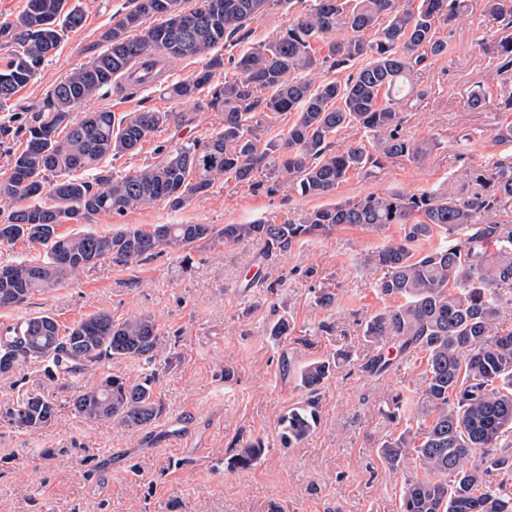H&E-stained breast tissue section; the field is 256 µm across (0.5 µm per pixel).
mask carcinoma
Returning a JSON list of instances; mask_svg holds the SVG:
<instances>
[{
  "mask_svg": "<svg viewBox=\"0 0 512 512\" xmlns=\"http://www.w3.org/2000/svg\"><path fill=\"white\" fill-rule=\"evenodd\" d=\"M128 0L125 12L99 36L100 51L73 69L47 93L35 119L24 127L25 147L13 156L0 178V198L18 205L0 216V248L19 240L43 249L36 262H0V308L25 305L38 292L62 285L101 260L135 270L154 256L254 240L263 248L260 265L272 254L294 248L339 228L381 233L391 224L403 235L367 254L363 264L381 272L376 288L400 304L372 316L364 336L372 353L363 365L371 376L390 370L386 346L399 354L422 352L426 387L418 398L416 426L380 448L389 469L413 461L420 473L407 479L400 512H512L505 484L486 476L512 474V453L499 451L512 432V331L492 332L502 316V289L512 288V221L502 218L512 202V161L498 160L490 175L467 171L482 187L461 197L420 193H369L329 203L281 224H153L125 227L109 234L82 230L56 233L66 222L79 223L101 213L123 215L133 204L165 201L178 209L210 192L214 176L248 183L259 167L277 170L300 195L324 198L351 172L371 173L383 160L411 157L417 148L402 134L403 107L409 102L414 70L448 50L437 24L460 16L465 0H311L275 38L231 58L238 77L224 83L211 106L224 112V130L204 141L192 138L156 149L155 160L123 175L102 161L132 154L152 132L186 124L178 112L143 111L115 119L114 112H73L85 101L113 89L119 94L158 82L170 62L206 59L195 75L164 87L167 97L187 101L199 96L224 59L212 54L274 0ZM487 10L512 28V0H486ZM84 14L73 0H27L14 19L0 24L11 51L0 67V106L35 78L62 35L82 27ZM325 42L327 55L313 47ZM498 71L512 69V34L499 39ZM354 66L343 82L317 80L325 66ZM292 112L287 132L264 144L260 125L249 123L258 108ZM358 126L372 134L370 145L342 151L332 139ZM82 175H77V172ZM490 219L478 224L475 214ZM435 237L428 250L420 244ZM159 341L154 317L139 314L113 319L100 310L61 328L49 314L30 316L0 331V376L7 378L28 361L47 363L51 381L72 379L104 360L151 362ZM328 361L300 370V385L311 393L329 377ZM79 416L128 428L156 420L163 411L150 379L130 382L108 376L80 386L72 398ZM55 405L42 395H27L5 410L7 421L36 431L48 425ZM315 401L288 410L280 420L288 444L316 427ZM265 452L256 438L227 462L248 469ZM453 479H448V475Z\"/></svg>",
  "mask_w": 512,
  "mask_h": 512,
  "instance_id": "obj_1",
  "label": "carcinoma"
}]
</instances>
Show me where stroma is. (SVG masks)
Instances as JSON below:
<instances>
[{
    "label": "stroma",
    "instance_id": "obj_1",
    "mask_svg": "<svg viewBox=\"0 0 512 512\" xmlns=\"http://www.w3.org/2000/svg\"><path fill=\"white\" fill-rule=\"evenodd\" d=\"M85 13L81 29L66 33L39 73L0 107V175L22 147L21 127L35 107L67 72L87 63L98 51L99 35L126 0H78ZM283 0L257 17L223 48L222 57L266 42L302 11ZM438 34L448 53L430 60L413 81L422 99L405 110L402 132L420 153L412 159L386 161L373 177L353 175L331 199L342 202L368 193L423 190L457 192L464 172L487 169L512 146L499 143L512 112L498 101L512 94V78L497 72L495 45L501 25L486 10V0H468L465 14ZM236 70L225 65L196 99L177 102L158 86L124 97L107 92L86 103V110L107 108L116 117L146 110L185 112L183 128L164 127L147 137L139 152L110 160L113 173L124 174L152 161L157 146L186 137L207 138L224 127V114L210 105L214 92ZM490 94L473 107L477 86ZM255 184L217 177L210 193L179 209L159 201L132 205L121 216L98 214L85 224L65 223L68 234L85 228L108 233L123 226L152 224H279L289 216L319 207L288 185L267 193V170ZM400 235L398 225L383 235L357 227L271 255L262 270L250 265L260 244L244 240L204 249L192 265L181 256L163 255L128 270L105 261L47 292L29 305L0 309V322L17 316L52 314L69 326L106 310L113 317L152 315L160 327L155 363L106 361L82 381L50 382L45 366L31 362L0 378V414L28 393L49 397L56 414L40 430L26 432L0 417V512H399L408 470L389 471L380 444L398 436L405 421L388 420L384 411L394 395L416 400L425 387L421 354L395 359L384 376L362 369L371 349L365 341L366 319L384 307L376 274L365 270L364 253ZM332 290L336 303L322 309L315 293ZM286 320L288 335L271 336L270 327ZM337 358L317 394L319 422L292 446L280 438L281 417L308 399L298 375L313 360ZM134 381L153 377L164 412L138 429L88 421L76 414L71 397L77 384L94 385L109 375ZM261 437L266 450L247 470L227 461L247 440Z\"/></svg>",
    "mask_w": 512,
    "mask_h": 512
}]
</instances>
